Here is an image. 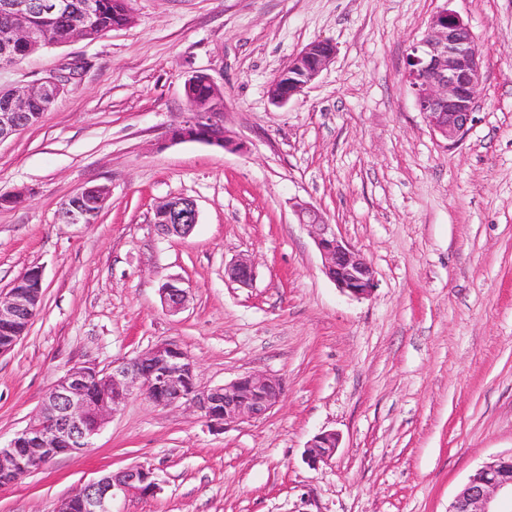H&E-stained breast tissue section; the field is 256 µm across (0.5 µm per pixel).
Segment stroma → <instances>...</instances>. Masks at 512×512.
<instances>
[{"label":"stroma","mask_w":512,"mask_h":512,"mask_svg":"<svg viewBox=\"0 0 512 512\" xmlns=\"http://www.w3.org/2000/svg\"><path fill=\"white\" fill-rule=\"evenodd\" d=\"M134 22L0 68L27 88L74 70L41 120L0 142V291L43 273V301L0 355V442L70 368L110 369L159 343L207 389L247 372L281 378L261 418L214 426L191 407L131 397L89 451L0 490V512L59 500L130 465L157 494L114 512H448L469 475L512 451V0H130ZM450 8L481 47L484 84L459 144L434 135L403 72ZM317 39L327 70L287 105L268 96ZM194 71L224 92L230 148L171 142ZM104 185L96 223L62 203ZM193 199L199 222L165 237L156 206ZM304 201L369 261L371 297L342 294L292 205ZM253 261L243 286L224 277ZM188 290L166 311L169 280ZM323 431L336 454L309 466ZM340 443L341 436L335 431L318 433L308 442L303 458L308 465L318 466L336 454Z\"/></svg>","instance_id":"stroma-1"}]
</instances>
